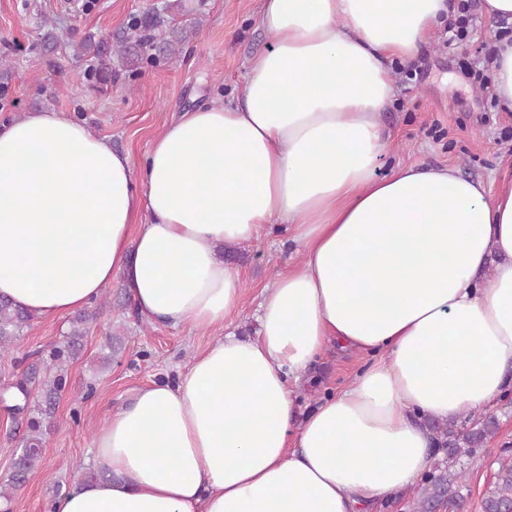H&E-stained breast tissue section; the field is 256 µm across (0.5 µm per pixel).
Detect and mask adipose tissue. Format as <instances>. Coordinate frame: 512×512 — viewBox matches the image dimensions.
Listing matches in <instances>:
<instances>
[{"mask_svg":"<svg viewBox=\"0 0 512 512\" xmlns=\"http://www.w3.org/2000/svg\"><path fill=\"white\" fill-rule=\"evenodd\" d=\"M446 0H263L271 49L237 103L180 114L142 163L60 112L0 127V296L44 319L121 274L144 319L223 327L241 276L221 244L285 225L299 261L262 291L260 333H228L176 384L111 412L54 512H369L416 485L426 419L512 385V178L382 171L388 60L415 57ZM370 362L295 419L329 344Z\"/></svg>","mask_w":512,"mask_h":512,"instance_id":"obj_1","label":"adipose tissue"}]
</instances>
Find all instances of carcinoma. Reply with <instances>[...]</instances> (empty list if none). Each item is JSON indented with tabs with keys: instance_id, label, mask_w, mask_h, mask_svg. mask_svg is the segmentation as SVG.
Segmentation results:
<instances>
[{
	"instance_id": "carcinoma-1",
	"label": "carcinoma",
	"mask_w": 512,
	"mask_h": 512,
	"mask_svg": "<svg viewBox=\"0 0 512 512\" xmlns=\"http://www.w3.org/2000/svg\"><path fill=\"white\" fill-rule=\"evenodd\" d=\"M173 4L165 3L142 13L131 15L124 29L117 35L111 48L103 46L95 36L88 34L79 42L81 54H90L97 67L87 72L91 87L104 90L112 82V60L142 58L154 64L162 58L173 57L186 41L188 31L170 26L169 12ZM103 312L84 311L72 321L66 340L53 347L48 358L27 365L15 382L7 386L3 401L6 409L26 419L22 444L15 452L10 483L0 486V502L10 507L11 489L30 480L37 473L42 459L44 433L54 420L55 405L67 382L68 368L81 350L87 325ZM33 315L21 306L0 297V350L17 347L24 329ZM41 392L42 400L33 398V390ZM498 429L494 416L482 418L470 415L464 421L450 419L431 423L430 431L437 450L445 452L446 466L436 469L418 492L416 512H429L434 506L447 502L458 506L462 499L460 484L466 479L461 458L482 449ZM483 512H512V460L502 461L483 497Z\"/></svg>"
}]
</instances>
